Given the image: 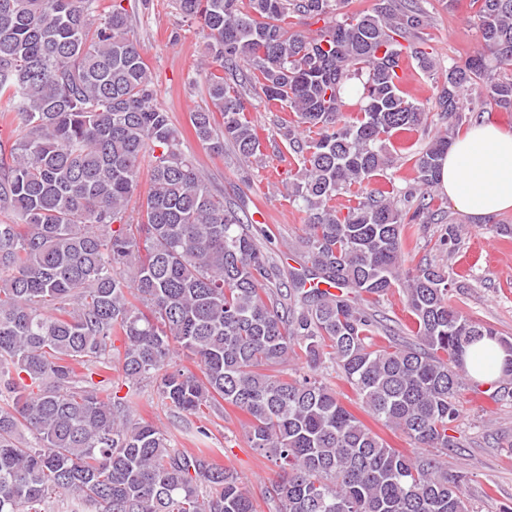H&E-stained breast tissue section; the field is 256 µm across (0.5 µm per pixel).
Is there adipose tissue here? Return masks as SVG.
Returning <instances> with one entry per match:
<instances>
[{
	"instance_id": "1",
	"label": "adipose tissue",
	"mask_w": 512,
	"mask_h": 512,
	"mask_svg": "<svg viewBox=\"0 0 512 512\" xmlns=\"http://www.w3.org/2000/svg\"><path fill=\"white\" fill-rule=\"evenodd\" d=\"M439 186L476 219L512 209V134L489 121L475 124L443 156Z\"/></svg>"
}]
</instances>
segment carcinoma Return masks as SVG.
<instances>
[{
    "label": "carcinoma",
    "mask_w": 512,
    "mask_h": 512,
    "mask_svg": "<svg viewBox=\"0 0 512 512\" xmlns=\"http://www.w3.org/2000/svg\"><path fill=\"white\" fill-rule=\"evenodd\" d=\"M175 0L207 31V104L190 113L198 141L263 155L253 93L289 112L279 127L300 176L306 265L281 268L181 148L154 104L150 68L122 0H0V512H256L234 469L133 415L112 372L155 382L177 414L229 405L249 447L279 469L275 512H467L464 478L441 456L465 355L512 339L451 303L464 284L432 261L406 266L416 224H441L432 193L440 161L486 101L512 112V0H472L485 50L445 70L436 113L402 88L427 52L425 0ZM308 21L322 23L310 33ZM437 132L414 154L413 182L375 177L387 144ZM148 162V190L130 207ZM347 195L346 212L336 197ZM118 228H113L114 224ZM461 240L450 223L438 240ZM402 290L412 336L372 311ZM124 341L114 352L113 338ZM192 356L196 370L177 363ZM300 356L303 371L283 367ZM360 407L413 451L391 447L324 382L325 363Z\"/></svg>",
    "instance_id": "carcinoma-1"
}]
</instances>
